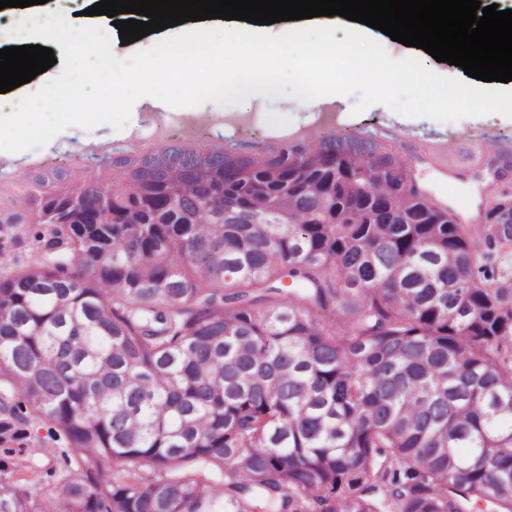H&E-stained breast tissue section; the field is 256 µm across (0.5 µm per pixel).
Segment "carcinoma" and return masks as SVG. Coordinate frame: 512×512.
I'll use <instances>...</instances> for the list:
<instances>
[{"mask_svg": "<svg viewBox=\"0 0 512 512\" xmlns=\"http://www.w3.org/2000/svg\"><path fill=\"white\" fill-rule=\"evenodd\" d=\"M110 166L13 212L40 229L0 275V447L73 456L37 488L0 459V512H512V215L481 251L350 135ZM72 194L87 223H52Z\"/></svg>", "mask_w": 512, "mask_h": 512, "instance_id": "obj_1", "label": "carcinoma"}]
</instances>
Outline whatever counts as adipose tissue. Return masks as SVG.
<instances>
[{"instance_id":"1","label":"adipose tissue","mask_w":512,"mask_h":512,"mask_svg":"<svg viewBox=\"0 0 512 512\" xmlns=\"http://www.w3.org/2000/svg\"><path fill=\"white\" fill-rule=\"evenodd\" d=\"M336 22L333 16L318 17L317 31L312 34L303 27L276 29L235 20L225 21L219 32L200 21L190 34L179 36L172 52L146 51L144 65L126 75L125 83L134 91L178 84L182 101L192 104L195 116L205 120L218 116L228 101L246 107L274 96L286 113L343 101L344 84L336 76L340 57H368L372 86L385 84L390 78L387 47L379 44L374 53H367L362 29L348 41H337ZM65 26L62 17L41 6L33 14H13L11 24L0 30V42L32 45ZM230 54L248 60V68L226 69L224 58ZM202 58L210 64L209 82L204 86L195 81V66ZM290 70L298 77L293 87L281 81L282 74Z\"/></svg>"}]
</instances>
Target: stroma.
Returning a JSON list of instances; mask_svg holds the SVG:
<instances>
[{
    "instance_id": "35a3bbf8",
    "label": "stroma",
    "mask_w": 512,
    "mask_h": 512,
    "mask_svg": "<svg viewBox=\"0 0 512 512\" xmlns=\"http://www.w3.org/2000/svg\"><path fill=\"white\" fill-rule=\"evenodd\" d=\"M454 73L462 93L447 106L425 110L416 106L403 83L369 90L367 72L360 68L347 75L346 101L336 104L335 109L341 115L340 132L379 141L405 154L410 178L436 205L450 208L467 219H480L499 200L501 185L488 171H470L465 162L475 147V138L483 135L496 138L512 152V123L500 118L498 107L475 105V98L484 88L483 81L469 77L459 67ZM132 110L131 120L120 130L107 124L90 130L69 128L43 148L17 153L0 151V215L10 210L14 197L28 192L29 179L38 173L42 161L62 164L70 153L77 152L86 158L91 174L97 176L104 157L131 153L137 137L155 119L169 120L178 133L191 117L190 106L180 104L161 108L137 103ZM316 119L313 112H282L277 98L267 97L244 109L228 108L204 126L202 136L212 145L223 144L240 152L274 148L286 141L295 146L299 143L298 133ZM462 128L468 129L471 138L462 143L451 160V169L457 175L455 182L442 178L434 157L405 153L408 143L430 145L448 139ZM22 444L23 453L11 458L18 476L32 474L43 484L49 471L64 468L69 452L65 440H51L45 429L33 426Z\"/></svg>"
}]
</instances>
